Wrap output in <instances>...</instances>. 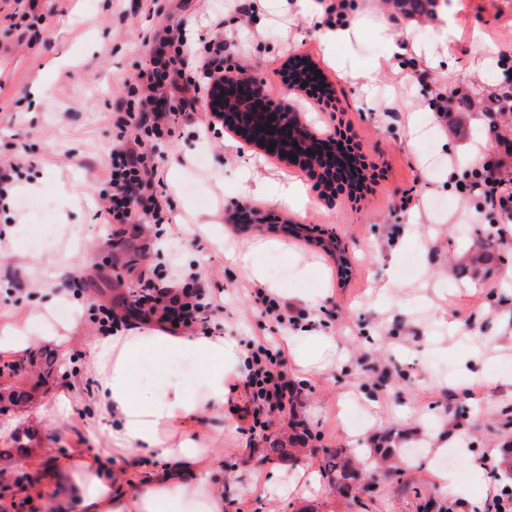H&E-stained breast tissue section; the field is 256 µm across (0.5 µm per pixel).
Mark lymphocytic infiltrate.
Returning a JSON list of instances; mask_svg holds the SVG:
<instances>
[{"mask_svg": "<svg viewBox=\"0 0 512 512\" xmlns=\"http://www.w3.org/2000/svg\"><path fill=\"white\" fill-rule=\"evenodd\" d=\"M189 21L180 19L157 32L146 69L127 87L126 117L112 144L108 172L98 185L106 224L166 223L170 205L157 193V167L152 146L171 136L180 116L205 106L214 80L224 73L222 55L234 44L225 35L221 21L210 30L211 51L205 57H185ZM134 129L127 139L126 129ZM134 304L145 321L191 330L206 329L208 315L218 306L216 297L204 284L182 288L156 273L141 274ZM253 366L247 375L252 402L257 412L284 411L294 405L300 393L285 381L286 360L275 340L254 345Z\"/></svg>", "mask_w": 512, "mask_h": 512, "instance_id": "lymphocytic-infiltrate-1", "label": "lymphocytic infiltrate"}]
</instances>
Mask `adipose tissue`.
<instances>
[{
  "label": "adipose tissue",
  "mask_w": 512,
  "mask_h": 512,
  "mask_svg": "<svg viewBox=\"0 0 512 512\" xmlns=\"http://www.w3.org/2000/svg\"><path fill=\"white\" fill-rule=\"evenodd\" d=\"M34 329L31 317H14L0 332V347L17 352L55 336ZM91 368L99 377L93 398L79 387L57 403L53 421L67 424L72 407L95 404L93 431L105 434L118 465L75 453L54 459L49 474L55 512H224V474L199 427L210 413H223L236 428L233 408L242 398L247 350L233 336L170 334L160 325L120 329L88 337ZM336 352V338L323 331L291 348L294 364L311 372ZM192 364V376L173 366ZM155 468H145V458Z\"/></svg>",
  "instance_id": "1"
}]
</instances>
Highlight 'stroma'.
Returning a JSON list of instances; mask_svg holds the SVG:
<instances>
[{
	"instance_id": "35a3bbf8",
	"label": "stroma",
	"mask_w": 512,
	"mask_h": 512,
	"mask_svg": "<svg viewBox=\"0 0 512 512\" xmlns=\"http://www.w3.org/2000/svg\"><path fill=\"white\" fill-rule=\"evenodd\" d=\"M250 2L253 13L243 15L234 0H0V162H23L28 184L10 209H0V225L14 229L22 250L51 259L33 276L18 257L0 256V320L43 311L57 288L52 318L71 336L65 354L50 341L20 357L0 352L24 363L19 372H0V393L27 394L0 403V512H52L51 459L102 447V438L85 433L83 410L64 432L48 411L67 384L96 388L83 347L98 331L95 308L132 311L141 271L155 267L181 283L205 279L224 300L212 325L244 343L307 329L336 338V359L320 370L304 375L288 365L300 397L269 417L266 429L254 428L246 395L236 432L223 417H204L201 427L222 454L227 512H420L430 497L444 512H488L494 494L512 489V222L460 190L471 180L474 146L508 179L512 155L488 137L479 109L463 114L456 135L429 107L435 88L484 100L512 75V0H457L446 50L438 16H405L392 0H348L362 33L338 48L341 69L324 54L326 16L302 12L298 0ZM184 16L195 32L186 55H203L198 34L223 19L236 37L225 63L264 82L272 101L290 96L313 131L341 118L384 177L351 203L225 128L200 137L206 114L198 111L153 149L171 206L165 244L143 251L149 230L128 224L123 245L107 246L97 187L118 132V105L150 59L154 31ZM379 25L401 41V54L388 56L372 37ZM417 44L433 47L432 57L416 55ZM299 52L334 84L337 115L319 111L304 93L286 94L279 71ZM367 62L379 67L370 91L355 76ZM421 64L435 86L414 79ZM286 177L307 189L306 211L274 200L272 188ZM259 183L268 195L256 193ZM408 198L415 208H403ZM235 201L254 206L265 223H230L227 206ZM210 224L223 225V243L207 232ZM480 239L490 246L475 263ZM255 242L256 263L290 307L289 328L261 315L257 280L224 256ZM87 251L95 255L90 272L78 264ZM317 295L323 304L309 310L306 298ZM48 353L55 361L47 373ZM437 436L447 447L435 446ZM240 440L247 454H235ZM290 448L295 456H287ZM326 448L355 449L368 470L376 449L389 448L399 469L373 476L376 491L365 507L325 477ZM469 454L484 462L483 485L470 483ZM447 474L454 485L444 482Z\"/></svg>"
}]
</instances>
